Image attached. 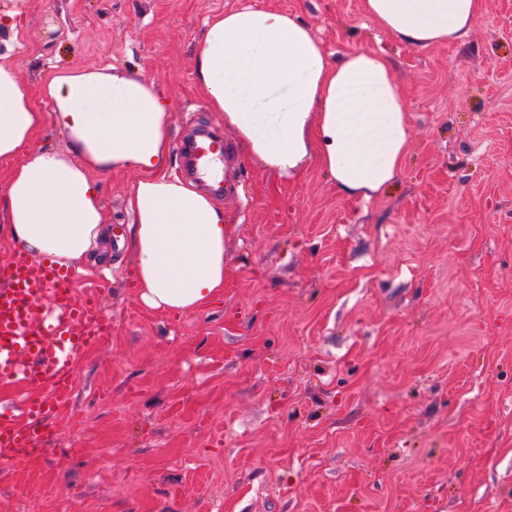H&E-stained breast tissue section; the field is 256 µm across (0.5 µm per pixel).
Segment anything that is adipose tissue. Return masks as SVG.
Returning <instances> with one entry per match:
<instances>
[{"instance_id":"1","label":"adipose tissue","mask_w":512,"mask_h":512,"mask_svg":"<svg viewBox=\"0 0 512 512\" xmlns=\"http://www.w3.org/2000/svg\"><path fill=\"white\" fill-rule=\"evenodd\" d=\"M483 0H365L368 15L404 44L465 35ZM211 111L250 156L281 176L318 162L338 190L371 199L399 176L411 135L389 61L353 50L329 61L308 26L288 13L243 7L208 21L195 44ZM171 104L154 81L120 72L51 75L39 93L0 59V194L11 234L33 259L66 267L108 260L100 176L132 169L128 235L141 298L190 312L224 294L232 223L223 207L170 171ZM65 132L69 153L22 148L44 126Z\"/></svg>"}]
</instances>
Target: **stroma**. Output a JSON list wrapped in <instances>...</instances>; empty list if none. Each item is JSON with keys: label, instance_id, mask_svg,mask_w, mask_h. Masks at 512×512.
I'll return each instance as SVG.
<instances>
[{"label": "stroma", "instance_id": "1", "mask_svg": "<svg viewBox=\"0 0 512 512\" xmlns=\"http://www.w3.org/2000/svg\"><path fill=\"white\" fill-rule=\"evenodd\" d=\"M9 55L116 68L170 98L171 167L199 125L233 143L224 294L146 306L127 251L76 262L110 338L77 362L38 455L0 462V512H512V0L457 41L406 46L364 0H30ZM250 5L308 25L329 60L386 56L411 150L365 201L317 165L261 168L199 90L205 23ZM54 37H46L44 21ZM136 174L102 179L126 233Z\"/></svg>", "mask_w": 512, "mask_h": 512}]
</instances>
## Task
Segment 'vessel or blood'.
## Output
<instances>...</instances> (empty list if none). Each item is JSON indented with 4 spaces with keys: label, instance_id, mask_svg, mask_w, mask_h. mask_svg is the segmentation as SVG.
I'll return each mask as SVG.
<instances>
[{
    "label": "vessel or blood",
    "instance_id": "obj_1",
    "mask_svg": "<svg viewBox=\"0 0 512 512\" xmlns=\"http://www.w3.org/2000/svg\"><path fill=\"white\" fill-rule=\"evenodd\" d=\"M180 150L195 165L227 157L223 134L199 130ZM77 275L52 261L32 263L14 250L0 267V384L41 390L36 399L0 408V457L12 459L50 434L55 413L46 388L63 392L74 382L78 359L111 332L112 324L93 299L77 300Z\"/></svg>",
    "mask_w": 512,
    "mask_h": 512
}]
</instances>
